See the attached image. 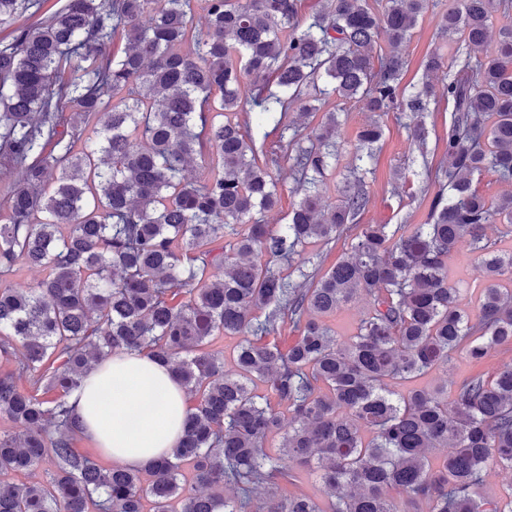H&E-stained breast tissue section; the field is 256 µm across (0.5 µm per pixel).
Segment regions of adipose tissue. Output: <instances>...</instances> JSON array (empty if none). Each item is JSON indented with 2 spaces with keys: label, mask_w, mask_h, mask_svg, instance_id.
Here are the masks:
<instances>
[{
  "label": "adipose tissue",
  "mask_w": 512,
  "mask_h": 512,
  "mask_svg": "<svg viewBox=\"0 0 512 512\" xmlns=\"http://www.w3.org/2000/svg\"><path fill=\"white\" fill-rule=\"evenodd\" d=\"M71 401L84 438L131 469L167 455L190 413L189 398L169 366L139 352L101 361Z\"/></svg>",
  "instance_id": "obj_1"
}]
</instances>
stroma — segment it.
Wrapping results in <instances>:
<instances>
[{
    "label": "stroma",
    "instance_id": "35a3bbf8",
    "mask_svg": "<svg viewBox=\"0 0 512 512\" xmlns=\"http://www.w3.org/2000/svg\"><path fill=\"white\" fill-rule=\"evenodd\" d=\"M455 4L456 0H429V7L404 51L403 85L410 87L421 83L429 54L437 52L446 57L453 54L458 37H437L436 21ZM328 106L336 110L339 121L338 160L335 170L327 177L325 197L328 202L339 200L357 133L374 120L381 125L383 136L369 163L366 191L370 202L361 221L365 224L425 223L431 200L439 189L438 184L427 181L425 169L437 166L446 152L448 129L453 121L452 106L442 98L424 112L425 149L421 152L411 149L410 131L398 111L372 113L367 111L363 101L336 97L330 98ZM448 271L451 283L459 290L460 308L475 312L479 290L471 275L470 257L462 251L453 253L448 259Z\"/></svg>",
    "mask_w": 512,
    "mask_h": 512
}]
</instances>
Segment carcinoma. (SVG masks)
Here are the masks:
<instances>
[{
  "mask_svg": "<svg viewBox=\"0 0 512 512\" xmlns=\"http://www.w3.org/2000/svg\"><path fill=\"white\" fill-rule=\"evenodd\" d=\"M30 0H0V25ZM508 0H460L437 31L465 49L431 54L448 67L453 104L441 190L425 224H359L368 170L356 166L341 203L323 192L337 112L301 137L297 121L332 96L397 109L419 124L430 81L400 97L402 49L428 0H324L303 18L299 0H66L45 23L0 46V274L19 260L45 272L33 287L0 288V512H512V499L477 493L487 467L512 469V363L451 387L396 389L456 355L482 363L512 350V253L492 248L489 224L512 232V194L494 200L473 181L512 180V31L481 59L489 21ZM125 40L112 51V39ZM385 37L389 52L374 49ZM291 143L259 145L238 111ZM382 128L357 134L372 157ZM201 161V173L186 176ZM288 166L299 201L274 231V173ZM356 226L349 251L308 270L312 243ZM473 257L484 283L476 313L457 304L448 258ZM370 301L342 341L324 318L357 296ZM296 333L284 351L269 336ZM239 337L237 370L211 337ZM145 351L171 366L194 398L176 448L143 469L100 466L74 443L68 398L107 356ZM265 392H256L257 383ZM291 426L282 441H269ZM51 458L44 482L22 481ZM319 473L329 498L285 494L295 469ZM234 490L224 497V488ZM263 492L259 500L257 492Z\"/></svg>",
  "mask_w": 512,
  "mask_h": 512,
  "instance_id": "obj_1",
  "label": "carcinoma"
}]
</instances>
